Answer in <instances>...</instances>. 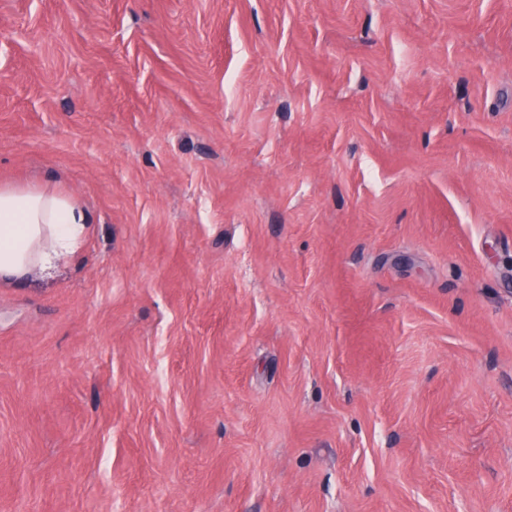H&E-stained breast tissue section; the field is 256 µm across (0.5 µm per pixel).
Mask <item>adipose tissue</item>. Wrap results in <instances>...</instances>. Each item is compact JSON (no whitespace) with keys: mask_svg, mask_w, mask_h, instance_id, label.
<instances>
[{"mask_svg":"<svg viewBox=\"0 0 512 512\" xmlns=\"http://www.w3.org/2000/svg\"><path fill=\"white\" fill-rule=\"evenodd\" d=\"M89 225L86 208L53 188L0 186V282L74 256Z\"/></svg>","mask_w":512,"mask_h":512,"instance_id":"ef3b65f1","label":"adipose tissue"}]
</instances>
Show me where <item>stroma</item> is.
<instances>
[{"mask_svg": "<svg viewBox=\"0 0 512 512\" xmlns=\"http://www.w3.org/2000/svg\"><path fill=\"white\" fill-rule=\"evenodd\" d=\"M0 512H512V0H0ZM89 225L79 201L49 186H0V282L18 283L74 256Z\"/></svg>", "mask_w": 512, "mask_h": 512, "instance_id": "1", "label": "stroma"}]
</instances>
